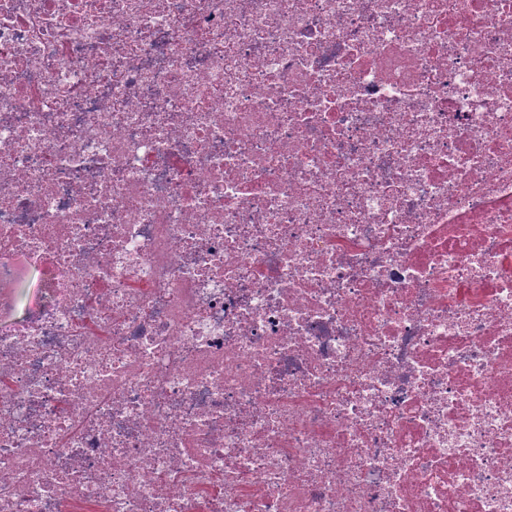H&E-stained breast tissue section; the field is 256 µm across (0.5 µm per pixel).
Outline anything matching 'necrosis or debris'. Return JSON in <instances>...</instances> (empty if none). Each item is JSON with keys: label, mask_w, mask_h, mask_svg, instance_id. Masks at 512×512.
<instances>
[{"label": "necrosis or debris", "mask_w": 512, "mask_h": 512, "mask_svg": "<svg viewBox=\"0 0 512 512\" xmlns=\"http://www.w3.org/2000/svg\"><path fill=\"white\" fill-rule=\"evenodd\" d=\"M0 512H512V0H0Z\"/></svg>", "instance_id": "1"}]
</instances>
